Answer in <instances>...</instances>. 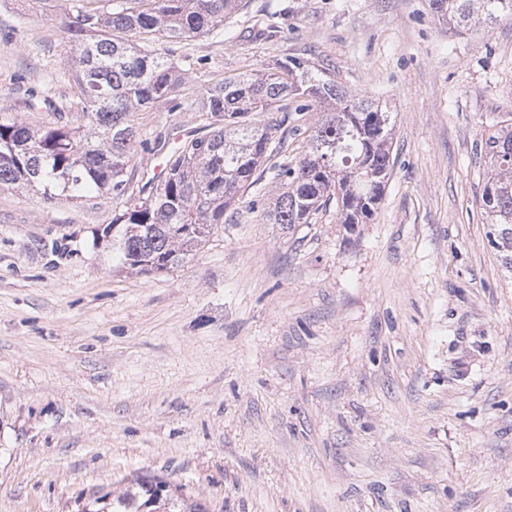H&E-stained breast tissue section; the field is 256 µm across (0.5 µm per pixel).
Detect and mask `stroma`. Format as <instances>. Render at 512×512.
<instances>
[{
  "instance_id": "stroma-1",
  "label": "stroma",
  "mask_w": 512,
  "mask_h": 512,
  "mask_svg": "<svg viewBox=\"0 0 512 512\" xmlns=\"http://www.w3.org/2000/svg\"><path fill=\"white\" fill-rule=\"evenodd\" d=\"M71 3L0 0V117L83 126ZM155 48L183 82L131 116L136 177L209 132L204 88L295 55L391 109L383 200L351 232L332 205L265 222L321 118L294 99L259 181L161 272L102 237L123 200L0 188V512H82L133 474L207 512H512V273L479 206L512 18L455 32L429 0H243Z\"/></svg>"
}]
</instances>
